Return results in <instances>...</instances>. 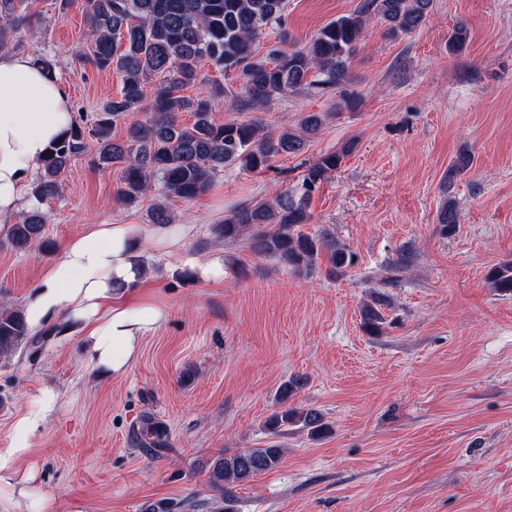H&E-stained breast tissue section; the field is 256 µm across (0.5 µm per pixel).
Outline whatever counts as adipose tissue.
I'll list each match as a JSON object with an SVG mask.
<instances>
[{"label": "adipose tissue", "mask_w": 512, "mask_h": 512, "mask_svg": "<svg viewBox=\"0 0 512 512\" xmlns=\"http://www.w3.org/2000/svg\"><path fill=\"white\" fill-rule=\"evenodd\" d=\"M72 121L70 97L58 77L49 76L27 55L0 52V234L19 216L51 144ZM180 241V235L164 226L87 225L27 295L23 310L29 328L38 331L61 318L64 334L83 333L94 367L125 374L142 338L166 317L163 307L131 298L145 279L141 258L173 251ZM55 404V392L42 390L16 418L7 446L0 448V486L7 488L13 512H50L47 499L35 494V471L22 469L21 461Z\"/></svg>", "instance_id": "ef3b65f1"}]
</instances>
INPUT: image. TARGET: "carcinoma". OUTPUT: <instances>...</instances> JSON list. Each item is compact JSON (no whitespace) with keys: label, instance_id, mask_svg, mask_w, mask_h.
Instances as JSON below:
<instances>
[{"label":"carcinoma","instance_id":"1","mask_svg":"<svg viewBox=\"0 0 512 512\" xmlns=\"http://www.w3.org/2000/svg\"><path fill=\"white\" fill-rule=\"evenodd\" d=\"M287 6L288 0H86L92 34L83 62L98 71H115L121 89L101 103L92 125L74 121L51 147L32 184L33 198L43 203L59 194L69 161L87 150L89 136L98 142L97 165L120 172L116 196L126 206L140 202L157 183L166 201L192 200L227 167L260 172L277 157L299 154L323 127L325 113L304 112L293 128L266 129L257 120L215 118V99L231 92L228 85L216 84L206 98L193 99L181 91L199 79L204 61L224 73V79L239 83L242 111L265 109L303 89L342 87L350 81L351 61L371 17L380 19L391 37L408 34L427 21L432 0H363L357 9L321 27L303 47L294 46L282 33L265 54H259V35L281 25ZM31 8L32 0H0V51L20 45L21 33L33 17ZM468 39L467 26L459 23L448 48L459 52ZM149 82L150 100L145 94ZM181 112L190 113L192 122H181ZM119 123L125 124L126 138L115 141L112 129ZM355 148V142L347 141L310 163L301 186L286 189L271 201H252L231 210L223 223L213 226L214 237L228 243L244 240L251 252L306 272L321 256L337 271L353 267L357 255L329 232L304 233L300 227L310 223L309 203L318 183ZM473 162L471 150H462L448 166V181L466 173ZM460 220L453 200L436 215L445 236L456 231ZM47 222L38 206L23 211L11 226L9 243L19 251L51 248L45 237ZM489 279L500 290L512 292V263L494 268ZM382 324L381 313L365 305L363 330L377 335ZM34 341L23 309L1 300L0 359L13 358ZM296 388L294 379L279 386V410L269 419V429L300 425L312 435L326 433L329 427L319 410L288 405ZM283 456L284 449L275 443L224 453L210 475L220 494L211 504L212 512H229L224 507L231 500L229 485L274 470Z\"/></svg>","mask_w":512,"mask_h":512}]
</instances>
